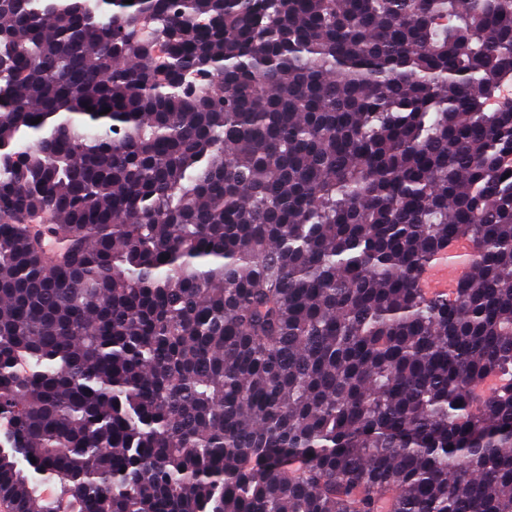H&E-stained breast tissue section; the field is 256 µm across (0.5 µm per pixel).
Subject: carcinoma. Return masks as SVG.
<instances>
[{"label": "carcinoma", "mask_w": 512, "mask_h": 512, "mask_svg": "<svg viewBox=\"0 0 512 512\" xmlns=\"http://www.w3.org/2000/svg\"><path fill=\"white\" fill-rule=\"evenodd\" d=\"M511 87L512 0H0L22 512H512ZM461 253V261L450 263L452 253ZM469 252L465 244H459L456 249L437 254L425 269L424 280L421 282L424 294L429 299L450 298L457 279L469 269Z\"/></svg>", "instance_id": "carcinoma-1"}]
</instances>
